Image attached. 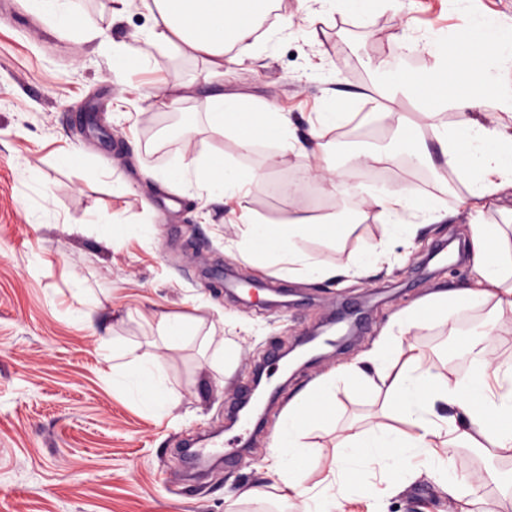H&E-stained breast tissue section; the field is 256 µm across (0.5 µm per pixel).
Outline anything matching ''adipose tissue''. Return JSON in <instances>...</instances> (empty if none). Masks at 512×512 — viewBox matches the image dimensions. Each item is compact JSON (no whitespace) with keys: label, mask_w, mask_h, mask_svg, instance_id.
<instances>
[{"label":"adipose tissue","mask_w":512,"mask_h":512,"mask_svg":"<svg viewBox=\"0 0 512 512\" xmlns=\"http://www.w3.org/2000/svg\"><path fill=\"white\" fill-rule=\"evenodd\" d=\"M137 2L151 14L152 25L134 43L111 48L116 79L154 67L153 51L161 46L176 48L188 60L205 55L207 76L220 77L225 41H246L255 55L272 56L296 22L311 28L326 17L361 12L370 4L381 3L397 13L409 8L408 0H301L296 15L285 16L257 37L249 24L256 0H109V11L120 15ZM451 2L461 20L457 41L466 71L449 69L447 36L408 29L386 63L376 68L372 87L391 101L413 95L457 109L451 123L436 112L427 113L423 125L400 122L394 149L408 166L430 173L435 164L427 143L436 141L449 171L466 190L458 204L428 192H401L373 178L351 183L338 152L325 139L344 117L345 104L333 94L324 98L304 140L290 117L267 102L210 99L201 121L235 140L241 155L181 152L158 173L172 194L193 191L231 204L235 223L243 227L233 248L243 260L311 283L367 276L392 264L397 247L413 244L421 232L460 215L467 220L473 271L469 281L396 313L360 361L336 368L293 399L274 434L268 466L289 492V512H344L353 471L365 472L375 464L380 477L366 482L370 494H386L396 477L425 475L440 484L449 500L472 505L476 491L449 475L447 462L433 453L446 438L474 444L500 465L512 461V356H497L490 346L495 329L512 325V238L486 219L495 207L512 223V207L499 203L512 189V24L490 26L478 0ZM471 72L484 78V92L477 98L466 91ZM289 152L312 156L330 174L338 205L330 219L301 217L272 224L246 206L250 189L267 177L264 163ZM18 176L33 222L55 223L58 215L49 189L36 170L25 165ZM371 217L378 223V239L348 266L313 262L296 250L300 236L328 238L329 223L362 224ZM475 311L483 328L471 333L462 349H449L445 371L426 368L423 351L402 344L411 329L429 324L462 332V316ZM99 351L109 364L107 381L114 391L150 417L170 415L174 397L158 359L139 354L118 337L101 340ZM343 383L362 390L383 385L385 410L371 428L337 441L335 466L312 486L308 480L318 462L306 440L334 423L336 390Z\"/></svg>","instance_id":"obj_1"}]
</instances>
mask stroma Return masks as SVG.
<instances>
[{"mask_svg":"<svg viewBox=\"0 0 512 512\" xmlns=\"http://www.w3.org/2000/svg\"><path fill=\"white\" fill-rule=\"evenodd\" d=\"M82 19L107 29L117 44L151 25L150 13L139 5L111 19L108 0H85ZM409 25L447 32L448 57L460 60L454 38L459 20L448 0H412L404 14L376 9L368 16H335L318 24L312 38L292 28L275 58L243 56L220 79L205 77L204 63L196 62L198 82L174 105L169 93L187 72L168 52H158L155 67L119 87L111 81L110 57L96 41L78 31L59 37L22 0H0V512H263L280 496L266 457L292 399L369 350L395 312L468 280L469 265L449 269L427 259L436 244H465L466 226L459 218L400 247L391 268L349 283H304L245 264L230 247L239 227L228 223L223 202L186 195L179 210H169L168 193L156 179L168 157L187 146L238 154L233 140L195 122L202 104L220 94L269 102L289 113L303 137L321 99L333 92L352 108L328 132L329 140L340 146L388 143L393 123L369 138L365 113L393 110L413 118L429 109L412 97L393 104L366 93L374 65L391 54ZM174 128L186 129L190 143L171 136ZM69 145L79 147L80 157L73 167H59L56 155ZM430 151L436 179L413 172L395 155L387 168L393 184L435 194L449 187L463 196L438 145ZM310 163L296 153L279 157L248 197V207L271 221L319 219L328 179L309 181L294 200L281 190ZM22 164L36 167L49 187L57 223H30L17 176ZM92 209L107 220L146 216L154 224L145 237L106 240L85 221ZM249 278L284 290V306L250 302L241 292ZM77 283L100 300L92 318L74 314ZM348 307L360 308L364 316L351 343L341 350L324 346L292 378L275 374L281 391L266 400L264 428L249 452L229 467L203 463L204 479L190 480L178 454L183 442L211 433L231 439L224 409L238 401L261 357L289 347ZM163 314L193 320L201 335L233 350V359L217 372L207 345L159 342L155 327ZM106 334L162 362L175 392L170 417L151 418L108 386L107 366L97 353ZM403 342L418 345L427 365L437 369L463 338L435 327L411 330ZM384 398L375 389H343L336 406L342 427L369 421ZM443 454L451 473L481 487L483 512H512V504L500 500L480 449L447 447ZM344 509L458 512L426 478L379 502L356 493Z\"/></svg>","mask_w":512,"mask_h":512,"instance_id":"stroma-1","label":"stroma"}]
</instances>
